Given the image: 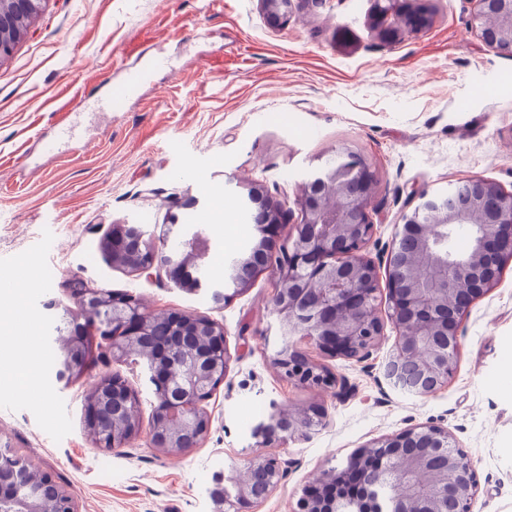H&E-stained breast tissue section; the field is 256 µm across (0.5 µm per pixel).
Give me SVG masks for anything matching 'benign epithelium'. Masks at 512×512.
<instances>
[{
  "mask_svg": "<svg viewBox=\"0 0 512 512\" xmlns=\"http://www.w3.org/2000/svg\"><path fill=\"white\" fill-rule=\"evenodd\" d=\"M269 19L281 21L293 0H261ZM376 25L381 34L418 32L431 21L428 10L410 9L404 0H376ZM471 21L483 40L502 54L512 55V0H475ZM35 0H0V59L11 53L16 16ZM344 161L334 169H319L303 186L298 199L299 222L291 223L286 204L256 186L248 198L259 243L255 251L236 257L213 301L224 304L233 288L237 294L256 276L270 271L277 288L273 305L282 317L284 334L303 332L323 353L363 361L385 336L395 340L380 370L385 384L404 394L427 398L448 384L459 353L462 317L498 281L512 261V193L496 183L473 178L444 193L418 194L419 204L404 214L400 231L386 261V294L380 293L379 268L364 250L374 233L371 219L374 176L362 155L340 152ZM177 218L159 235L140 232L133 224H114L102 241L112 264L144 274L158 266L176 288L203 286L194 277L206 258L207 241L194 234L170 245ZM285 239H279L282 227ZM467 229L471 246L450 255L441 243ZM83 319H67V343L55 371L68 386L86 371V360L98 345L101 357L126 363L130 347L157 335L165 324L170 342L151 350L150 383L154 405L150 444L181 453L199 447L210 419L202 404L224 382L230 355L224 328L213 319L180 310L159 317L145 311L132 297L105 288H91L82 279L67 284ZM274 364L302 385L337 387L336 396L352 386L303 352L284 346ZM139 407L137 392L121 375H104L84 402L86 428L94 445L124 447L139 431L137 421L119 418ZM327 412L310 406L294 416L271 404L267 420L255 435L265 446L307 435L326 425ZM293 465L290 459L260 455L247 470L266 473L263 492L237 485L235 499L224 487L213 492L216 505L230 503L233 512L265 501ZM16 476V465L0 458V495ZM479 482L475 467L448 430L431 424L404 429L353 452L342 467L326 472L297 503V512H337L340 502L355 503V512H472ZM46 494L19 503L17 512H75L70 496L50 476Z\"/></svg>",
  "mask_w": 512,
  "mask_h": 512,
  "instance_id": "1",
  "label": "benign epithelium"
}]
</instances>
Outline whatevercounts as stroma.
<instances>
[{
    "label": "stroma",
    "instance_id": "obj_1",
    "mask_svg": "<svg viewBox=\"0 0 512 512\" xmlns=\"http://www.w3.org/2000/svg\"><path fill=\"white\" fill-rule=\"evenodd\" d=\"M39 21L0 60V274L31 264L26 313L47 364L40 400L0 381V441L50 475L77 512H214L212 490L243 472L271 404H324L321 430L273 443L292 459L253 512H295L306 486L373 441L421 423L447 429L475 465L473 512H512V262L464 316L448 384L421 399L379 381L395 335L363 362L330 358L285 337L273 309L275 278L260 274L223 307L210 289L175 288L163 269L113 267L101 248L113 225L202 232L210 258L231 261L257 236L246 189L257 184L298 212L302 184L336 149L361 153L376 179L374 235L386 259L418 192L480 177L512 192V56L470 26L473 0H428L424 31L394 38L373 25L374 0H303L272 23L261 0H42ZM154 69L121 111L96 103L128 69ZM78 113L79 140L51 148L62 113ZM226 221L206 216L215 195ZM134 295L151 311L179 309L224 327L231 359L204 408L209 431L178 454L152 448L155 401L141 368L92 363L72 384L55 381V327L77 314L67 288ZM54 309H47V302ZM293 344L353 386L346 398L300 385L272 359ZM117 372L137 391L140 430L126 447H95L83 424L86 394Z\"/></svg>",
    "mask_w": 512,
    "mask_h": 512
}]
</instances>
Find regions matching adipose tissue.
Listing matches in <instances>:
<instances>
[{
  "mask_svg": "<svg viewBox=\"0 0 512 512\" xmlns=\"http://www.w3.org/2000/svg\"><path fill=\"white\" fill-rule=\"evenodd\" d=\"M11 288L0 292V327L12 333L9 346L0 348V379L12 381L28 396L36 391L29 383L43 366L36 339L30 334V326L22 317L24 301L29 288L35 282L34 274L16 276Z\"/></svg>",
  "mask_w": 512,
  "mask_h": 512,
  "instance_id": "adipose-tissue-1",
  "label": "adipose tissue"
}]
</instances>
